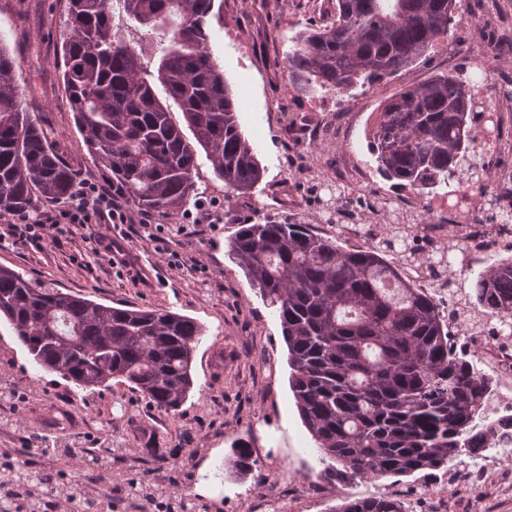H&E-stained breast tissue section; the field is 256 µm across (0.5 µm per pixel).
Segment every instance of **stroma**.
Instances as JSON below:
<instances>
[{
	"label": "stroma",
	"instance_id": "obj_1",
	"mask_svg": "<svg viewBox=\"0 0 512 512\" xmlns=\"http://www.w3.org/2000/svg\"><path fill=\"white\" fill-rule=\"evenodd\" d=\"M448 37L426 58L384 78L379 93L358 90L334 125L317 124L290 137L286 124L303 102L288 86L283 58L290 38L319 24L313 0H225L222 20L210 21L209 47L237 100V118L264 176L244 195L225 196L224 182L208 163L195 175L200 202L164 217L125 205L114 245H106L99 218L75 225L57 241L18 235L23 224L61 220L64 204L35 200L31 211L0 220V266L24 278L94 301L131 309H164L200 323L205 333L194 355V387L175 412L150 405L127 382L83 389L34 364L7 324H0V456L24 467L78 479L90 493L110 489L119 512H155L126 501L132 479L175 485L194 512H331L344 499L376 496L390 485L427 491L438 471L411 477L355 478L336 487L316 483L322 470L315 442L303 425L289 386L291 369L280 320L229 255L238 225L263 215L291 220L325 237L311 185L326 162L345 157L371 195H391L395 184L376 169L366 130L385 100L442 72L477 74L490 67L486 94L512 111V0H456ZM68 0H0V38L16 60L21 108L50 134L78 185H103L78 132L62 78L60 45ZM246 34L244 49L237 40ZM472 37L471 52L452 47ZM310 155L314 170L298 174L296 157ZM179 262L172 271L171 262ZM124 451L110 472L87 471L86 455ZM251 444L255 467L236 477L230 462L235 441Z\"/></svg>",
	"mask_w": 512,
	"mask_h": 512
}]
</instances>
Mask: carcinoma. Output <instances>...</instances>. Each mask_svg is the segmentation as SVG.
<instances>
[{
    "instance_id": "1",
    "label": "carcinoma",
    "mask_w": 512,
    "mask_h": 512,
    "mask_svg": "<svg viewBox=\"0 0 512 512\" xmlns=\"http://www.w3.org/2000/svg\"><path fill=\"white\" fill-rule=\"evenodd\" d=\"M215 0H69L63 80L87 151L134 207L167 216L198 199L205 156L224 193L246 194L264 168L242 131L233 91L208 48ZM456 0H336L334 18L291 38L288 84L307 93L352 91L412 66L448 35ZM16 61L0 43V216L27 211L34 195L64 202L73 170L20 108ZM162 87L159 97L156 87ZM180 113L176 119L174 113ZM471 80L436 74L384 101L369 133L377 170L422 195L467 185L487 193L478 162ZM192 137H187L185 131ZM418 215L365 249L344 247L305 224L258 219L228 240L250 285L276 310L288 348L296 407L326 467L323 480L411 476L472 456L498 435L493 379L449 344L457 307L499 318L512 332V257L467 275L470 293L429 290L412 276ZM40 368L84 389L123 379L154 407L176 411L193 386L204 328L169 310L97 303L33 284L0 267V320ZM250 445L233 447L243 474ZM24 495L0 486V505L45 512L57 487L15 471ZM130 492L166 493L130 483ZM168 494V493H166ZM165 512H187L173 491ZM332 512H409L388 496L346 500Z\"/></svg>"
}]
</instances>
